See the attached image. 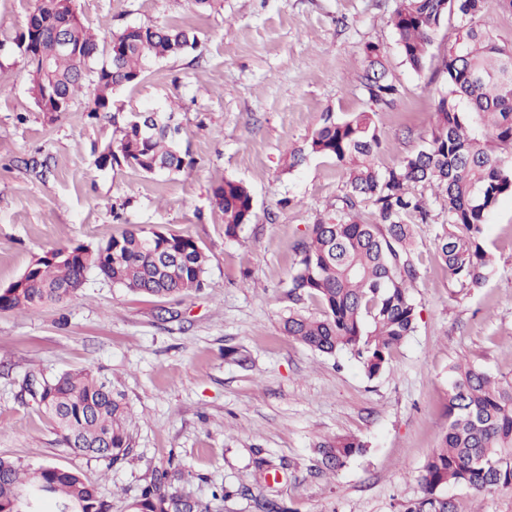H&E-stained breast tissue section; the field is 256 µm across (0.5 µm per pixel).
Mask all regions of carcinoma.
<instances>
[{
	"label": "carcinoma",
	"instance_id": "carcinoma-1",
	"mask_svg": "<svg viewBox=\"0 0 512 512\" xmlns=\"http://www.w3.org/2000/svg\"><path fill=\"white\" fill-rule=\"evenodd\" d=\"M62 0H35L25 33L36 34L42 52L52 56L43 73L29 66L30 90L48 87L73 111L79 96L95 119L112 113L117 136L97 157L100 166L151 174L162 165L179 170L184 158L177 147L180 128L156 116L141 131L134 116L112 111L113 95L139 82L152 61L194 50L190 28L130 26L110 36L107 59L96 65V35L73 16L67 34L79 54L55 50L62 23ZM512 10V0H399L390 25L404 62L422 69L443 21L455 36L441 61L446 89L435 102L431 137L402 162L385 171L375 164L381 133L376 111L390 106L398 88L381 61V47L368 44L358 75L374 110L337 116L323 113L322 123L304 146L289 152L288 168L309 155L330 158L343 171L345 192L336 212L310 224L296 245L299 259L288 280V315L281 332L328 356L348 354L369 378L385 371L393 350L411 336L419 311L412 289L420 279L413 225L428 224L430 205L446 217L434 244L450 280L480 288L493 268L483 244V226L499 198L512 192V45L501 43L486 26L494 8ZM431 192L426 197L425 192ZM224 215V235L236 239L253 220L249 189L226 178L214 189ZM370 219H362L363 210ZM180 253L169 266L163 254ZM55 262H44L22 288L0 289V311L25 310L60 301L59 286L84 280L94 271L136 294L178 297L205 287L206 256L185 234L131 228L85 253V247L53 249ZM314 300L319 312L303 310ZM448 428L418 476L419 496L398 512H457L446 489L452 485L481 495L512 488V381L467 363L450 366ZM38 404L55 424L72 453L113 468L133 457L135 438L126 394L93 368L38 380ZM318 472L341 469L365 444L342 435L315 444ZM177 467L157 472L128 505L129 512H208V506L173 487ZM33 489L28 512H39L49 499L55 512H110V504L78 472L51 464H21L0 458V512H16L13 491Z\"/></svg>",
	"mask_w": 512,
	"mask_h": 512
}]
</instances>
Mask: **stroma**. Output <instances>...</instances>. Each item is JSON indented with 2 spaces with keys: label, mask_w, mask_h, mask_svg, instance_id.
<instances>
[{
  "label": "stroma",
  "mask_w": 512,
  "mask_h": 512,
  "mask_svg": "<svg viewBox=\"0 0 512 512\" xmlns=\"http://www.w3.org/2000/svg\"><path fill=\"white\" fill-rule=\"evenodd\" d=\"M102 36L141 24L185 25L198 48L156 61L119 91L123 112L173 110L186 165L144 174L101 168L111 115L42 112L13 39L33 0H0V289L60 246L94 247L137 227L192 236L203 248L205 288L175 302L136 295L90 273L73 297L25 312H0V457L77 471L111 512L155 471L176 464L186 491L210 512H397L419 494L417 476L448 427V370L464 360L512 380V193L503 195L484 241L496 257L486 285H454L435 256L436 225H415L421 278L415 333L379 376L349 355L312 351L284 336L285 285L306 225L340 204L342 171L311 155L289 169L324 113L371 110L356 75L366 44L380 45L398 87L377 112L380 167L430 138L441 57L454 38L442 25L422 70L403 61L389 18L398 0H74ZM250 190L255 216L227 239L213 190L224 179ZM248 351L249 368L225 360ZM92 367L123 389L135 416V455L123 466L71 455L26 388L29 374ZM354 435L364 451L336 474L316 475L314 445ZM287 469L264 480L255 449ZM225 485L236 494L211 497Z\"/></svg>",
  "instance_id": "1"
}]
</instances>
